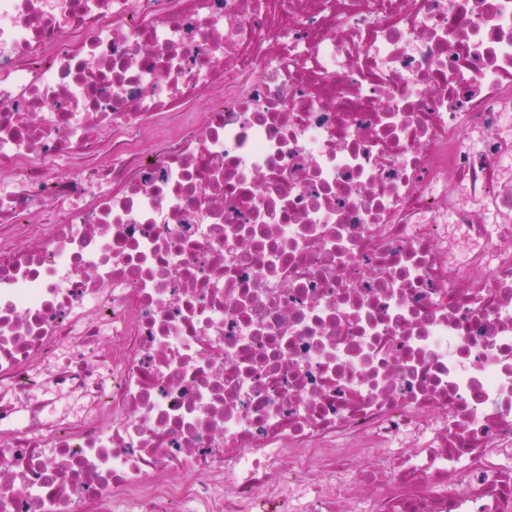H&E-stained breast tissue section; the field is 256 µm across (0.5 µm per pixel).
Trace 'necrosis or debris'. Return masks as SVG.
Segmentation results:
<instances>
[{
    "instance_id": "4bbe7bcc",
    "label": "necrosis or debris",
    "mask_w": 512,
    "mask_h": 512,
    "mask_svg": "<svg viewBox=\"0 0 512 512\" xmlns=\"http://www.w3.org/2000/svg\"><path fill=\"white\" fill-rule=\"evenodd\" d=\"M508 119L512 0H0V512H512Z\"/></svg>"
}]
</instances>
